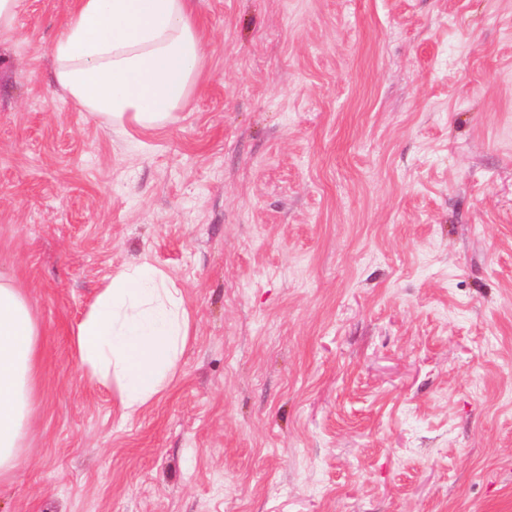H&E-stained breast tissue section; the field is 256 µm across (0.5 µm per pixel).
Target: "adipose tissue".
I'll use <instances>...</instances> for the list:
<instances>
[{
  "mask_svg": "<svg viewBox=\"0 0 512 512\" xmlns=\"http://www.w3.org/2000/svg\"><path fill=\"white\" fill-rule=\"evenodd\" d=\"M52 47L56 84L108 128L173 121L205 56L191 0H75ZM184 292L149 261L110 276L73 331L77 368L124 417L164 392L194 334ZM44 326L28 291L0 274V480L19 469L44 390Z\"/></svg>",
  "mask_w": 512,
  "mask_h": 512,
  "instance_id": "1",
  "label": "adipose tissue"
}]
</instances>
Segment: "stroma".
Listing matches in <instances>:
<instances>
[{
  "label": "stroma",
  "instance_id": "stroma-1",
  "mask_svg": "<svg viewBox=\"0 0 512 512\" xmlns=\"http://www.w3.org/2000/svg\"><path fill=\"white\" fill-rule=\"evenodd\" d=\"M175 121L52 83L71 0L0 32V272L44 398L0 512H512V0H193ZM196 339L122 418L72 331L120 266Z\"/></svg>",
  "mask_w": 512,
  "mask_h": 512
}]
</instances>
